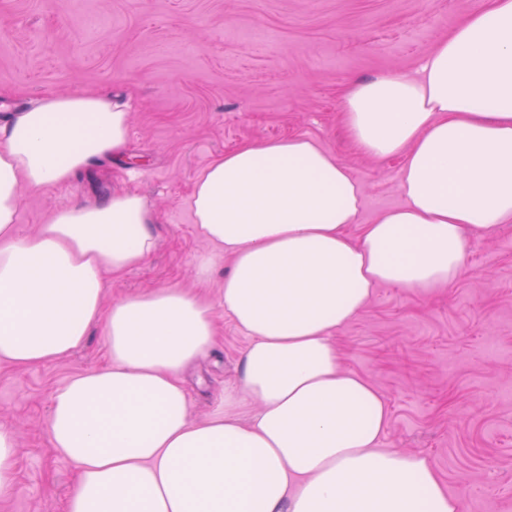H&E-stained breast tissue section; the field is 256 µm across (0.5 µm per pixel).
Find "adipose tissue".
Masks as SVG:
<instances>
[{"label": "adipose tissue", "mask_w": 512, "mask_h": 512, "mask_svg": "<svg viewBox=\"0 0 512 512\" xmlns=\"http://www.w3.org/2000/svg\"><path fill=\"white\" fill-rule=\"evenodd\" d=\"M129 126L126 103L79 90L0 123V362L62 359L95 325L108 340V364L52 399L51 444L80 474L64 512H462L427 457L383 448L389 406L331 335L377 286L448 287L470 233L512 223V0L473 12L418 74L347 86L353 145L403 160V204L359 239L363 188L315 140L245 143L197 175L187 204L232 259L221 302L250 338L239 386L201 422L181 374L214 343L210 305L178 287L102 303L107 274L156 248L146 198L71 203L16 232L23 190L121 153Z\"/></svg>", "instance_id": "ef3b65f1"}]
</instances>
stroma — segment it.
<instances>
[{
	"instance_id": "obj_1",
	"label": "stroma",
	"mask_w": 512,
	"mask_h": 512,
	"mask_svg": "<svg viewBox=\"0 0 512 512\" xmlns=\"http://www.w3.org/2000/svg\"><path fill=\"white\" fill-rule=\"evenodd\" d=\"M486 0H0V122L46 94L103 91L131 112L126 157L92 164L72 184L24 193L18 230L49 212L122 188L159 210L157 247L108 278L106 302L191 288L212 306L214 346L182 378L200 421L239 381L249 337L220 304L228 256L198 236L185 204L196 174L247 141L291 136L332 150L364 194L358 222L400 206L402 161L371 159L342 123L351 80L411 75ZM213 280L198 285L201 257ZM344 369L390 408L386 448L426 456L462 512H512V224L471 237L465 265L431 294L381 285L336 329ZM107 361L102 327L63 359L0 363V427L14 431L12 487L0 512H64L78 482L47 432L53 394Z\"/></svg>"
}]
</instances>
